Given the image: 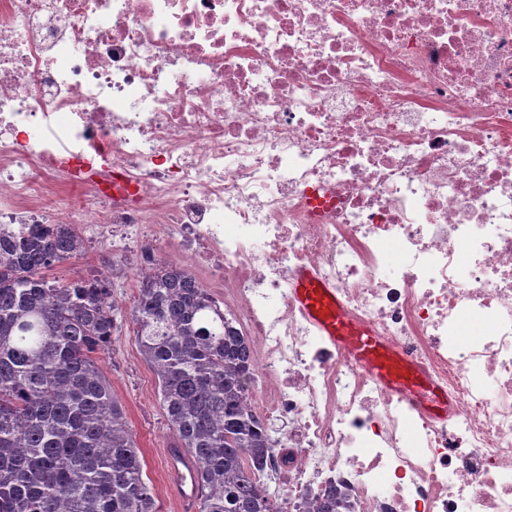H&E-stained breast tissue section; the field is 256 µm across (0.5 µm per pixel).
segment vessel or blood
<instances>
[{"mask_svg":"<svg viewBox=\"0 0 512 512\" xmlns=\"http://www.w3.org/2000/svg\"><path fill=\"white\" fill-rule=\"evenodd\" d=\"M292 292L297 302L318 325L323 336L353 355L375 377L383 381L389 380L390 375L383 364V349L374 344L371 336L366 335L364 329L354 324L337 305L331 288L314 275L305 273L295 279ZM190 465L191 461L187 458L179 464L172 461L167 464V472L176 488L181 512H193L194 499L183 489L186 470Z\"/></svg>","mask_w":512,"mask_h":512,"instance_id":"b4317fda","label":"vessel or blood"}]
</instances>
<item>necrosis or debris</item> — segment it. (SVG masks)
<instances>
[{
    "instance_id": "1",
    "label": "necrosis or debris",
    "mask_w": 512,
    "mask_h": 512,
    "mask_svg": "<svg viewBox=\"0 0 512 512\" xmlns=\"http://www.w3.org/2000/svg\"><path fill=\"white\" fill-rule=\"evenodd\" d=\"M22 224L208 274L280 512H512V0H0ZM306 269L420 390L320 336Z\"/></svg>"
}]
</instances>
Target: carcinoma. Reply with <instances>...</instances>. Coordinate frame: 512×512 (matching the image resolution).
Masks as SVG:
<instances>
[{"instance_id":"obj_1","label":"carcinoma","mask_w":512,"mask_h":512,"mask_svg":"<svg viewBox=\"0 0 512 512\" xmlns=\"http://www.w3.org/2000/svg\"><path fill=\"white\" fill-rule=\"evenodd\" d=\"M71 224L0 234V512H158L95 354L122 325L113 272L50 282L84 254ZM198 512H278L260 475L276 429L247 404L249 340L186 268L159 261L130 311Z\"/></svg>"}]
</instances>
